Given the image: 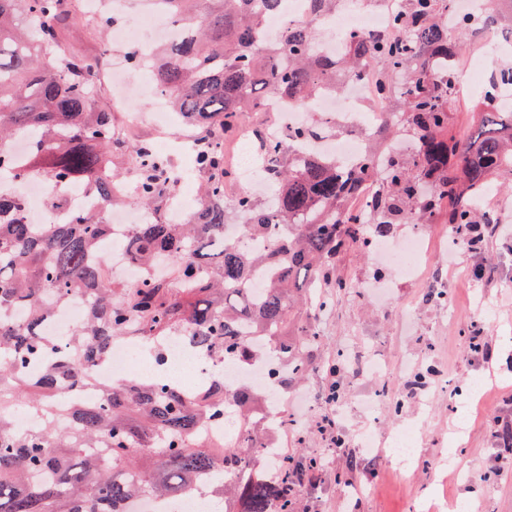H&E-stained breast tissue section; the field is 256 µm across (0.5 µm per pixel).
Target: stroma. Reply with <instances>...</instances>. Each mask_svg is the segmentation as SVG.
<instances>
[{"instance_id": "1", "label": "stroma", "mask_w": 512, "mask_h": 512, "mask_svg": "<svg viewBox=\"0 0 512 512\" xmlns=\"http://www.w3.org/2000/svg\"><path fill=\"white\" fill-rule=\"evenodd\" d=\"M85 3L73 0L76 23L63 32L61 49L98 60L99 27ZM483 206L495 218L485 227V250L449 257L439 243L450 227L434 220L428 264L417 278L380 290L372 286L377 265L370 250L354 243L335 264L346 289L324 291L333 301L328 313L320 314L314 298L302 306L300 318L319 342L307 350L306 380L288 382L297 402L277 405L297 423L279 433L277 446L319 458L323 469L304 477L296 512H436L461 500L474 512H512V453L493 437L512 422V184H500ZM440 284L448 288L442 301L434 297ZM374 359L385 362V373L366 371ZM473 378L484 380L480 392L470 389ZM333 385L340 390L335 402L327 398ZM373 394L385 397L378 416L364 406ZM326 416L335 419L344 448H331L318 432ZM414 422V462L404 472L387 435ZM368 430L374 446L364 451L357 439ZM447 454L462 464L460 474L442 465Z\"/></svg>"}]
</instances>
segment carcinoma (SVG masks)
<instances>
[{
    "mask_svg": "<svg viewBox=\"0 0 512 512\" xmlns=\"http://www.w3.org/2000/svg\"><path fill=\"white\" fill-rule=\"evenodd\" d=\"M63 0H0V174L13 183L36 175L50 188L79 186L99 208L71 211L63 223H32L23 200L0 186V512H127L136 496H176L210 487L234 512H294L295 477L322 468L314 457L280 454L275 474L254 466L267 441L253 416L265 408L260 395L244 391L237 403L235 440H212L205 427L224 402L214 380L185 393L164 381L103 383L94 365L109 357L112 341L135 324L136 339L159 352L165 339L182 333L200 351L232 355L248 365L269 352L288 362L294 375L307 371L306 347L317 340L297 324L293 307L304 287L346 282L334 277L336 257L347 246L388 236L394 224L444 217L454 232H469L471 248H483L473 233L491 223L480 197L504 172L512 174V112L487 106L466 141L448 135V102L456 95L454 67L438 71L436 58L455 62L474 24L448 27L452 0H406L386 35L359 34L347 51L323 58L312 51L315 29L288 23L263 50L255 49L266 17L282 0H158L185 29L159 46L149 61L155 81L188 126L206 132L195 157L202 176L196 205L179 224L159 212L161 191L179 181L169 160L142 143L136 191L116 190L114 139L109 109L91 102L98 63L60 51L68 20ZM458 41L450 39V33ZM367 58L382 71L368 80L385 102L399 85L402 126L419 148L410 158L387 155L382 190L372 211H358L355 197L369 174L371 146L350 171L313 152L294 156L277 141L263 143L274 198L247 193L224 202L221 132L240 112H262L271 95L303 106L336 89V74H361ZM27 135L17 160L10 145ZM148 208L145 222L131 225L125 250L150 266L165 257L178 280L155 275L118 290L100 278L106 263V213L116 202ZM236 219L255 234L269 225L279 235L265 252H250L224 239ZM263 266V288L251 275ZM89 290L94 300L61 355L41 328L47 299ZM44 360L36 379L25 376L30 360ZM83 387L98 395L90 403H59L63 389ZM67 417L38 431L14 427L13 411ZM149 457L154 470L138 460Z\"/></svg>",
    "mask_w": 512,
    "mask_h": 512,
    "instance_id": "1",
    "label": "carcinoma"
}]
</instances>
